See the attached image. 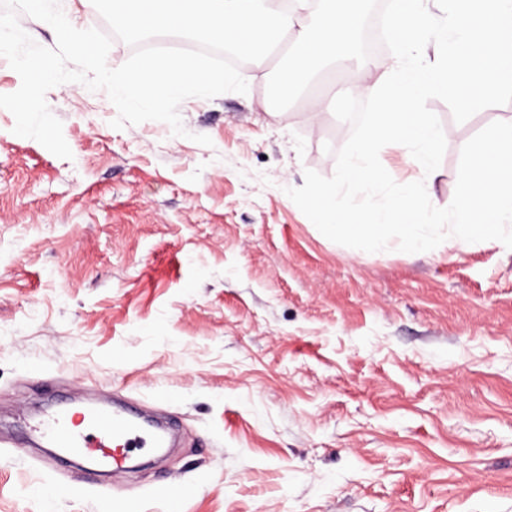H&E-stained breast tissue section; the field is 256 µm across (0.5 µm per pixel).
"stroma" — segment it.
Returning <instances> with one entry per match:
<instances>
[{
	"instance_id": "stroma-1",
	"label": "stroma",
	"mask_w": 512,
	"mask_h": 512,
	"mask_svg": "<svg viewBox=\"0 0 512 512\" xmlns=\"http://www.w3.org/2000/svg\"><path fill=\"white\" fill-rule=\"evenodd\" d=\"M277 62L183 101V137L54 87L69 160L0 108V512H168L174 487L180 512H512V250L326 238L285 190L334 174L351 127L312 102L352 76L325 70L279 115ZM428 106L444 208L462 147L512 103L461 124ZM112 397L173 417L178 447L105 481L44 469L23 436L48 401Z\"/></svg>"
}]
</instances>
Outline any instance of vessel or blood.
<instances>
[{
  "instance_id": "b4317fda",
  "label": "vessel or blood",
  "mask_w": 512,
  "mask_h": 512,
  "mask_svg": "<svg viewBox=\"0 0 512 512\" xmlns=\"http://www.w3.org/2000/svg\"><path fill=\"white\" fill-rule=\"evenodd\" d=\"M35 433L49 447L70 456L96 457L112 469L118 468L131 443L162 448L168 441L163 424L126 416L105 403L89 407L78 424L70 408H57L39 422Z\"/></svg>"
}]
</instances>
